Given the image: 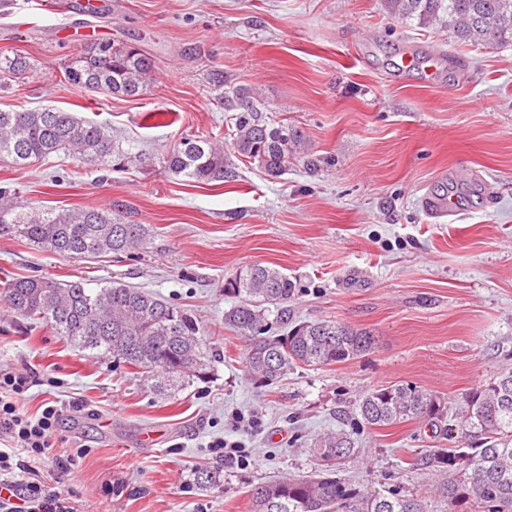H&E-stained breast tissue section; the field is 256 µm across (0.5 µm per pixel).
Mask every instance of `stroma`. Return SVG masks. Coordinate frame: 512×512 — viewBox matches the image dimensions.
<instances>
[{
    "label": "stroma",
    "mask_w": 512,
    "mask_h": 512,
    "mask_svg": "<svg viewBox=\"0 0 512 512\" xmlns=\"http://www.w3.org/2000/svg\"><path fill=\"white\" fill-rule=\"evenodd\" d=\"M86 2L0 0V55L32 64L20 79L0 74V110L75 112L144 161L114 169L64 153L26 166L2 157L0 188L41 209L112 211L146 225L150 242L73 259L0 235V285L44 276L143 288L189 309L221 360L206 379L160 392L0 299V365L31 377L27 411L64 408L41 476L67 491L72 512H250L252 484L316 470L311 440L353 416L365 392L416 385L451 409L512 370V45L404 26L380 0H105L97 13ZM99 39L151 56L141 96L65 81L72 54ZM219 72L300 130L319 170L297 161L272 178L240 163L224 182L169 173L163 159L183 136L229 140ZM434 193L457 201L454 220L422 207ZM256 264L295 283V319L370 331L374 347L251 384L245 342L224 325V282ZM234 411L257 427L233 423ZM441 429L360 426L342 474L448 512L428 491L432 474L410 466L413 454L454 446ZM222 437L245 442L248 465L213 453ZM81 445L73 477L61 476L55 458ZM217 466L223 484L200 488L195 470Z\"/></svg>",
    "instance_id": "stroma-1"
}]
</instances>
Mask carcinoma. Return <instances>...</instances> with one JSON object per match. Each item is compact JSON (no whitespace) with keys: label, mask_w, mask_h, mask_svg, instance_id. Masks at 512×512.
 Instances as JSON below:
<instances>
[{"label":"carcinoma","mask_w":512,"mask_h":512,"mask_svg":"<svg viewBox=\"0 0 512 512\" xmlns=\"http://www.w3.org/2000/svg\"><path fill=\"white\" fill-rule=\"evenodd\" d=\"M384 11L403 24L436 27L461 44H512V0H381ZM27 57L0 56V73L20 78ZM153 70L151 59L128 44L100 41L69 59L65 80L78 88L138 97ZM227 112L230 145L184 136L168 153L166 168L198 182L224 181L235 161L254 165L273 178L307 153L300 131L263 110L259 95L216 78ZM67 151L82 163L105 166L119 146L108 128L55 108L0 111V155L19 166ZM0 234H10L44 251L71 258L115 257L143 249L150 240L143 224H126L108 211L25 208L0 189ZM294 282L272 266L254 265L224 282V295L237 299L224 312V325L245 343L246 375L266 387L288 371L350 361L369 351L375 338L366 330L332 320L299 321L290 316ZM6 301L14 313L50 325L81 352L111 357L156 379L159 389L178 388L210 373L221 355L203 340L189 312L139 288L112 283L86 288L45 277L8 281ZM464 421L455 448L417 457L411 466L435 471V490L448 512H512V372L479 386L460 402ZM357 420L372 427L411 419L443 421L446 407L425 388L392 385L361 396ZM320 462L314 476L261 482L251 490V512H423L421 500L393 488L369 491L336 474L352 456V432L341 427L311 443ZM201 488L222 481L221 472L199 469Z\"/></svg>","instance_id":"1"}]
</instances>
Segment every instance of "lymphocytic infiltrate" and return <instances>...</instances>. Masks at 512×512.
Listing matches in <instances>:
<instances>
[{
    "label": "lymphocytic infiltrate",
    "instance_id": "f902f5d3",
    "mask_svg": "<svg viewBox=\"0 0 512 512\" xmlns=\"http://www.w3.org/2000/svg\"><path fill=\"white\" fill-rule=\"evenodd\" d=\"M30 387L26 373L0 367V435L9 437L8 446L0 448V512H69L61 490L38 472L62 410L48 402L40 413L25 411Z\"/></svg>",
    "mask_w": 512,
    "mask_h": 512
}]
</instances>
